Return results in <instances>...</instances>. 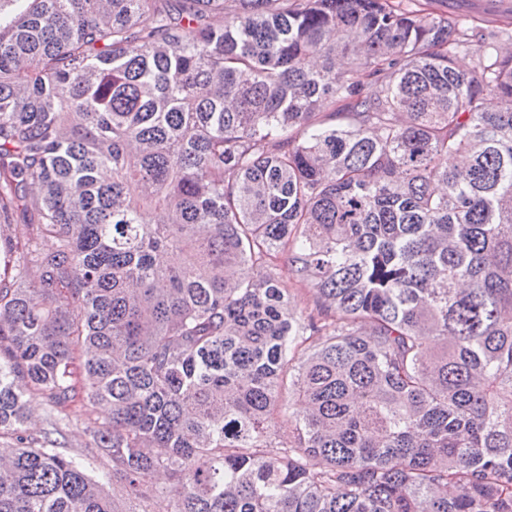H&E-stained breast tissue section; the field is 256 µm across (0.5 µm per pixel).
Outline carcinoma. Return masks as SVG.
<instances>
[{
  "label": "carcinoma",
  "instance_id": "obj_1",
  "mask_svg": "<svg viewBox=\"0 0 512 512\" xmlns=\"http://www.w3.org/2000/svg\"><path fill=\"white\" fill-rule=\"evenodd\" d=\"M507 27L430 0H0V512H512ZM19 376L109 407L87 447L112 491L26 434Z\"/></svg>",
  "mask_w": 512,
  "mask_h": 512
}]
</instances>
